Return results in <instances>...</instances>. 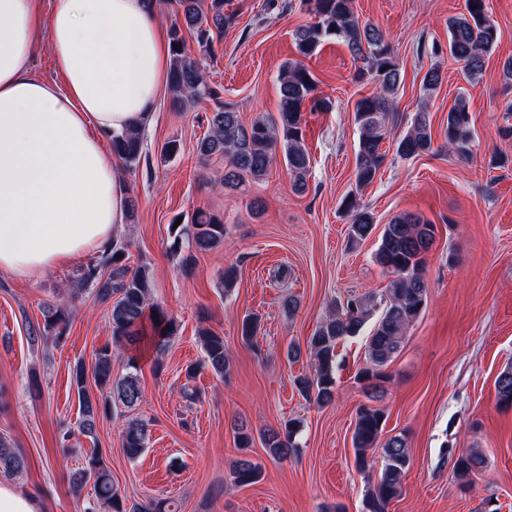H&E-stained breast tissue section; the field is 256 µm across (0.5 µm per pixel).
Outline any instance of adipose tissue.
<instances>
[{"label": "adipose tissue", "mask_w": 512, "mask_h": 512, "mask_svg": "<svg viewBox=\"0 0 512 512\" xmlns=\"http://www.w3.org/2000/svg\"><path fill=\"white\" fill-rule=\"evenodd\" d=\"M43 3L0 0V270L21 278L111 246L128 201L105 143L150 124L170 68L156 0Z\"/></svg>", "instance_id": "obj_1"}]
</instances>
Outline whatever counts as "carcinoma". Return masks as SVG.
<instances>
[{"mask_svg":"<svg viewBox=\"0 0 512 512\" xmlns=\"http://www.w3.org/2000/svg\"><path fill=\"white\" fill-rule=\"evenodd\" d=\"M174 13L170 30L171 50L169 90L175 104L201 100L215 101L207 119V133L198 140L196 150L203 162L224 160L221 184L236 190L248 182L266 178L270 167L282 155L292 180L293 189L302 194L308 188L311 156L306 145L304 112L329 111L332 102L316 96L317 80L301 61H289L278 76V117L260 116L243 123L237 112L220 101L219 93L205 79L187 41L194 42L202 52L214 53V45L224 35V29L235 21V13L224 12V0H162ZM314 21L296 29V50L303 58L312 57L329 38L341 41L357 63L355 79L374 85V91L356 100L353 121L358 130L355 153L356 187L363 188L375 180L385 161L381 146L396 121L391 109L393 96L401 83V63L386 40L382 29L372 23H361L355 15L352 0H301ZM489 0H466V12L448 22V50L461 64L470 80H477L484 70L486 57L498 41L497 26L489 18ZM474 136V124L465 97H458L448 109L444 143L440 149L460 158L469 157V145ZM112 153L128 168L140 166L143 136L137 130L114 133ZM434 145V133L427 112L413 117L410 127L397 142L396 153L412 158L428 153ZM342 209L351 216L349 240L353 244L369 237L376 229V220L369 210L360 206L354 194L341 201ZM224 220L197 209L174 229L172 249L187 247L207 251L224 241ZM435 225L421 217L401 213L384 225L374 260L392 276L381 298L365 294L346 302L340 311H331L315 328L309 340L314 359L312 375L296 380L298 391L315 399L319 405L332 402L336 396V372L340 367L337 346L340 341L359 335L368 322H373L367 342L364 366L357 381L369 395H376L385 370L404 346L410 325L419 317L427 301L423 279L426 254L433 242ZM151 279L146 266L131 268L125 248L112 241L109 250L90 258L74 274V288L60 294L58 301L48 303L43 321L27 324V335L33 343L51 340L65 342L70 323L71 298L84 291L108 305L112 344L94 353L92 375L98 393L87 387V371L78 360L71 368V382L77 391L82 435L96 436L97 420L112 414V407L137 406L143 398L138 374V357L130 356L127 372L119 380L112 379V345L137 350L146 342L155 353L166 349L177 326L175 320L151 302ZM204 358L199 364L217 375L229 370L230 360L224 337L205 330L199 336ZM498 403L512 406V365L506 366L495 381ZM386 417L384 410L365 405L357 412L352 435L356 465L366 466L368 451L381 450L382 467L369 485L365 497V512H388L392 502L403 495L404 480L410 462V450L405 435L395 434L381 439ZM233 429L240 448H249L253 437L246 422L236 420ZM261 439L270 456L284 460L295 448V425L288 422L280 429H269ZM148 424L139 419L126 422L122 431V448L127 458L134 460L147 448ZM453 471L465 485L472 474L485 467V457L477 449L454 459ZM27 471L25 455L11 440L0 435V475L16 477ZM235 484L256 483L262 476V466L244 457L237 463ZM73 493L79 494L92 484L94 497L84 512H173L166 499H153L145 504L126 505L112 482V472L103 455L94 451L85 464L71 475Z\"/></svg>","mask_w":512,"mask_h":512,"instance_id":"obj_1","label":"carcinoma"}]
</instances>
